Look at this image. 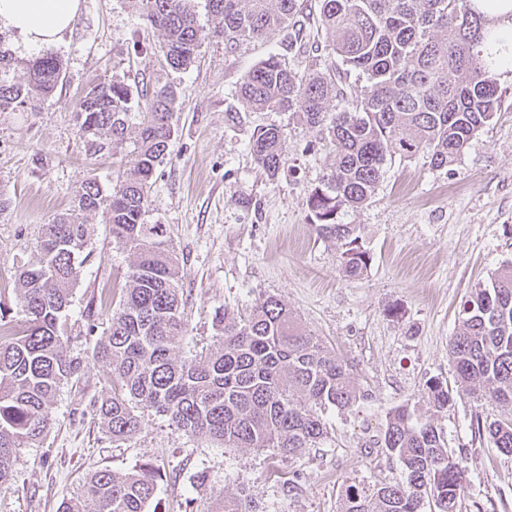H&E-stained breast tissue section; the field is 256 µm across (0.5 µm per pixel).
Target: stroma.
<instances>
[{
	"label": "stroma",
	"instance_id": "obj_1",
	"mask_svg": "<svg viewBox=\"0 0 512 512\" xmlns=\"http://www.w3.org/2000/svg\"><path fill=\"white\" fill-rule=\"evenodd\" d=\"M140 40L146 52L129 47ZM161 31L129 0H79L77 15L54 50L64 75L34 112H0V298L13 300L19 271L38 259L42 224L65 212L90 177L104 190L124 169L126 147L98 152L81 137L74 111L102 80L135 85L146 74L174 85L176 130L157 168L145 221L166 225L178 258L190 358L216 340L215 317L249 310L267 296L284 302L303 330L352 367L368 401L348 412L326 410L327 435L293 457L273 450L225 448L190 435L155 414L115 440L89 404L109 391L92 358L109 326L102 290L128 285L131 255L112 240L105 214L90 216V255L73 291L69 350L85 361L50 407L52 426L37 446L20 449L14 476L0 490V512H59L92 472L122 476L152 465L159 473L157 512H210L220 494L245 492L255 512H342L348 485L402 480L384 449L363 445V430H381L401 405L430 415L465 470L457 512H512V455L475 436L476 422L503 407L466 400L428 414L427 384L456 380L448 342L476 286L512 260V74L500 77L503 106L488 134L472 141L453 166L435 170L425 157H393L372 199L341 220L357 224L373 254L367 273H342L335 241L308 220V194L336 161L331 146L312 145L297 113L256 111L238 93L243 76L269 54L298 73L325 70L326 50L289 52L284 34L228 47L205 41L194 63L174 71L157 48ZM283 131L287 167L270 179L249 140L262 125Z\"/></svg>",
	"mask_w": 512,
	"mask_h": 512
}]
</instances>
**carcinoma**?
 I'll return each mask as SVG.
<instances>
[{
  "mask_svg": "<svg viewBox=\"0 0 512 512\" xmlns=\"http://www.w3.org/2000/svg\"><path fill=\"white\" fill-rule=\"evenodd\" d=\"M134 2L163 32L160 52L173 70L194 62L210 36L231 46L264 41L303 12L315 15L336 56L326 72L300 74L271 55L243 77L239 95L255 110L301 114L315 139L334 147L335 166L308 196L309 223L336 240L339 265L354 279L367 273L372 255L359 225L342 223L341 212L371 200L392 154H422L437 170L452 165L490 129L501 109L500 71L512 70V39L500 35L512 27V0H208L214 18L208 32L196 25L191 0ZM13 65L0 36V111L34 112L60 83L63 61L43 50L25 62L22 79L11 76ZM353 73L367 81L360 93L348 83ZM175 101L172 86L150 78L134 90L101 81L80 99L78 130L96 150L126 143L132 149L110 193L92 176L67 212L42 225L38 261L20 272L15 302L0 298V488L12 479L18 450L51 427L49 406L60 388L84 370V360L67 352L65 322L86 262L88 217L101 208L113 240L133 257L119 302L100 295L109 327L93 349L112 382L93 408L112 438L135 434L144 413L153 412L226 448H271L292 457L323 439L324 410H351L369 398L353 384L350 366L318 337L299 331L272 296L246 315L224 310L216 318L219 339L198 357L173 355L188 332L177 258L166 225L147 224L144 216L175 132ZM140 102L148 119L136 124L132 108ZM249 148L271 178L284 171L279 127L259 128ZM16 311L25 317L20 327ZM448 356L456 390L429 381L428 411L440 412L457 398L512 407V261L465 300ZM477 432L512 455V412L477 425ZM369 445L395 458L404 480L347 486L343 512H420L426 500L437 512H453L463 471L430 420L400 406ZM157 478L147 467L124 476L97 471L61 512H144ZM211 512H252L251 500L221 495Z\"/></svg>",
  "mask_w": 512,
  "mask_h": 512,
  "instance_id": "1",
  "label": "carcinoma"
}]
</instances>
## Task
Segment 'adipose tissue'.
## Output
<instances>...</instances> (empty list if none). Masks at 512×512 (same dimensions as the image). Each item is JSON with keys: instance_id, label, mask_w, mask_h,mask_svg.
I'll list each match as a JSON object with an SVG mask.
<instances>
[{"instance_id": "1", "label": "adipose tissue", "mask_w": 512, "mask_h": 512, "mask_svg": "<svg viewBox=\"0 0 512 512\" xmlns=\"http://www.w3.org/2000/svg\"><path fill=\"white\" fill-rule=\"evenodd\" d=\"M79 0H0V26L18 33L26 47L53 46L70 27Z\"/></svg>"}]
</instances>
